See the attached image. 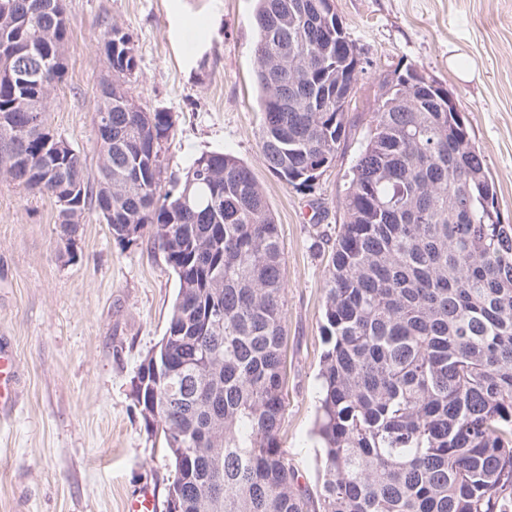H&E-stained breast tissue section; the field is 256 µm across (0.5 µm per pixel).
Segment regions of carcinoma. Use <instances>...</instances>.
Returning a JSON list of instances; mask_svg holds the SVG:
<instances>
[{
	"label": "carcinoma",
	"instance_id": "1",
	"mask_svg": "<svg viewBox=\"0 0 512 512\" xmlns=\"http://www.w3.org/2000/svg\"><path fill=\"white\" fill-rule=\"evenodd\" d=\"M11 5L0 43L12 68L60 55L64 0ZM254 0L259 144L286 184L309 187L336 158L345 113L318 111L340 75L354 85L356 46L302 0ZM292 40L283 62L272 30ZM112 44V236H149L177 280L169 325L141 362L132 393L174 468L165 503L179 512H512V224L464 115L409 103L402 78L385 81L350 170L324 282L325 349L315 435L317 493L298 484L278 448L285 412V281L278 225L253 173L226 152L196 156L160 193L171 113L132 105L137 68L129 35ZM51 92L0 80V119L42 129L16 146L40 156L33 172L0 149V178L55 195L83 180L81 210L97 209L101 181L74 149L51 151Z\"/></svg>",
	"mask_w": 512,
	"mask_h": 512
}]
</instances>
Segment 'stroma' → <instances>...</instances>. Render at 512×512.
Returning a JSON list of instances; mask_svg holds the SVG:
<instances>
[{"label": "stroma", "mask_w": 512, "mask_h": 512, "mask_svg": "<svg viewBox=\"0 0 512 512\" xmlns=\"http://www.w3.org/2000/svg\"><path fill=\"white\" fill-rule=\"evenodd\" d=\"M360 58L346 134L312 187L295 188L262 155L254 82L252 0H65L66 75L49 122L98 166V83L109 73L101 34L134 44L135 100L170 112L165 175L203 152L253 171L284 251L285 415L280 452L299 483L321 486L313 428L324 350V280L348 171L383 80L415 67L454 98L512 224V0H333ZM58 207L0 180V342L19 362V400L0 419V512H123L148 485L165 497L174 472L148 433L131 381L164 335L177 282L151 239L125 245L96 212L78 243L57 239Z\"/></svg>", "instance_id": "obj_1"}]
</instances>
